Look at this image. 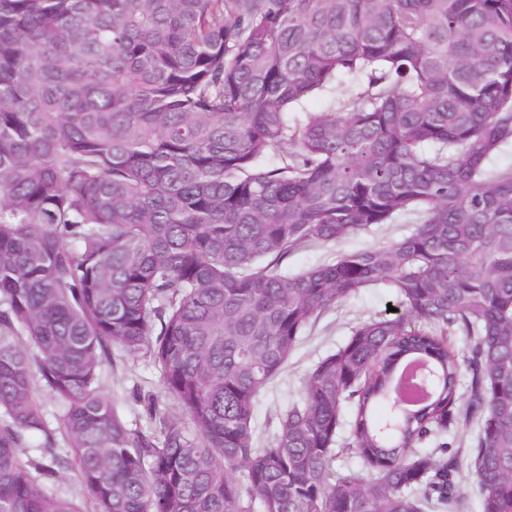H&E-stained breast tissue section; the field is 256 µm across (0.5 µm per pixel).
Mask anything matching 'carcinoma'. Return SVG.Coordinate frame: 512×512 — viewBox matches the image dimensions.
<instances>
[{
  "mask_svg": "<svg viewBox=\"0 0 512 512\" xmlns=\"http://www.w3.org/2000/svg\"><path fill=\"white\" fill-rule=\"evenodd\" d=\"M510 143L512 0H0V512H461L464 466L480 512H512V169L488 167ZM380 282L403 313L318 361L256 446L309 327ZM114 347L191 424L130 427L100 390ZM38 387L70 448L40 466ZM364 81L365 78L362 76L346 77L339 82L328 85L300 104L296 112H291L293 121L305 122L310 114L316 112H338L342 102L356 94ZM413 221V219L399 218L393 224L372 226L337 243L302 248L289 254L280 268L288 273H296L334 259L340 253L391 243L406 235L416 225Z\"/></svg>",
  "mask_w": 512,
  "mask_h": 512,
  "instance_id": "carcinoma-1",
  "label": "carcinoma"
}]
</instances>
